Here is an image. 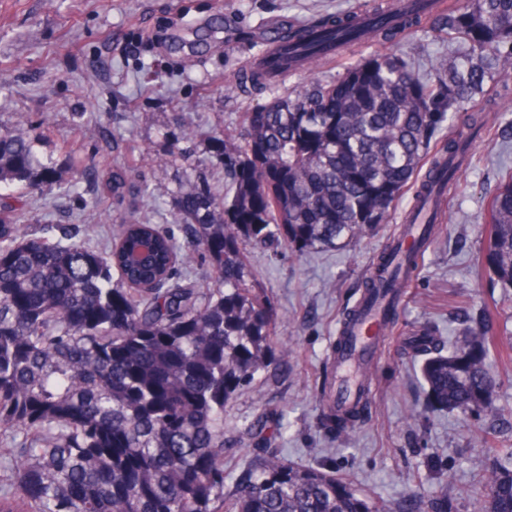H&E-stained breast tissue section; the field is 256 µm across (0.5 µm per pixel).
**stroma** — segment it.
I'll use <instances>...</instances> for the list:
<instances>
[{
	"mask_svg": "<svg viewBox=\"0 0 512 512\" xmlns=\"http://www.w3.org/2000/svg\"><path fill=\"white\" fill-rule=\"evenodd\" d=\"M360 2L0 0V73L8 78L0 87V125L27 135L45 125L36 158L63 178L71 176L72 148L84 168H119L147 187L135 205L105 202L94 209V178L74 193L40 185L21 195L28 222L76 229L101 251L113 223L146 215L186 241V225L172 221L180 192L199 183L224 198L230 189L224 144L240 142L247 112L270 99L240 83L257 50L293 22L353 10ZM399 49L425 69L456 47L425 25ZM511 174L512 130L499 123L473 141L470 167L442 198L434 240L402 290L369 375L373 416L346 443L319 429L317 392L329 345L360 302L392 225L338 250L247 247L248 279L264 288L277 313L272 342L292 343L294 353L275 378H256L226 404L225 436L261 418L279 420L284 430L273 445L291 462L327 464L377 499L395 503L412 492L423 512L443 496L448 512H471L468 491L480 488L483 467L500 460L499 445L512 446V352H491L499 380L494 404L506 413L493 421L431 407L407 349L427 326L454 343L486 311L497 337L512 335V288L501 287L482 262L488 203ZM482 430L494 434L493 447L473 444Z\"/></svg>",
	"mask_w": 512,
	"mask_h": 512,
	"instance_id": "stroma-1",
	"label": "stroma"
}]
</instances>
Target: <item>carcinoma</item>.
<instances>
[{"label": "carcinoma", "instance_id": "obj_1", "mask_svg": "<svg viewBox=\"0 0 512 512\" xmlns=\"http://www.w3.org/2000/svg\"><path fill=\"white\" fill-rule=\"evenodd\" d=\"M401 0L376 3L367 26L354 14L288 28L286 73L322 61L339 44L398 37L432 21L466 49L433 63L426 77L401 54L374 53L333 81L279 89L248 113L239 144L224 145L233 195L219 205L189 189L190 238L180 243L150 221L112 225L105 252L72 242L68 231L21 223L0 202V463L13 475L0 512H418L373 500L322 466L296 465L271 448L264 428H247L248 460L224 480V405L290 349L271 342L274 318L263 291L246 280L248 245L284 243L297 252L348 246L388 222L411 179L424 172L397 237L378 259L365 303L386 301L395 317L404 277L402 241L438 217L423 214L466 162L464 141L431 153L436 134L512 73V0ZM34 140L0 127V191L58 183L33 152ZM132 185L106 170L98 198H123ZM485 261L512 288V176L488 204ZM204 254L214 287L180 280ZM493 340L480 324L456 348L426 332L411 349L423 357L430 404L490 416L496 378ZM320 394L321 426L348 434L371 413L369 388L343 413ZM474 512H512V455L486 468Z\"/></svg>", "mask_w": 512, "mask_h": 512}]
</instances>
